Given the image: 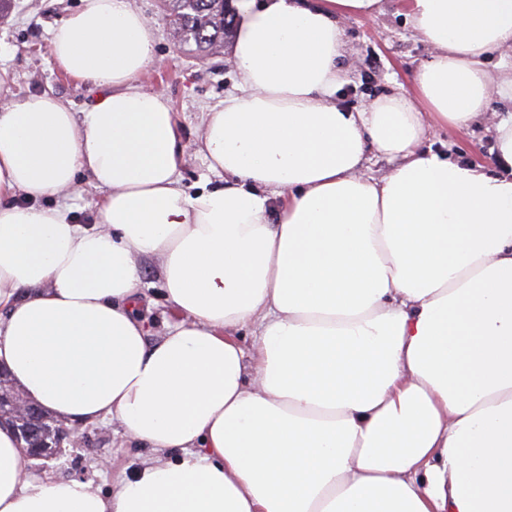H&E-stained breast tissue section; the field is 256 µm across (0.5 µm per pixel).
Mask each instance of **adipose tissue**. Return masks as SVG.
<instances>
[{
  "instance_id": "obj_1",
  "label": "adipose tissue",
  "mask_w": 512,
  "mask_h": 512,
  "mask_svg": "<svg viewBox=\"0 0 512 512\" xmlns=\"http://www.w3.org/2000/svg\"><path fill=\"white\" fill-rule=\"evenodd\" d=\"M380 3L234 0L239 92L193 146L140 85L156 35L130 0L50 32L96 90L81 111L0 67V364L58 420L154 451L104 494L32 475L0 428V512H512V113L491 164L419 148L512 99L487 69L512 0H408L433 57L353 112L339 20ZM192 147L223 185L182 188ZM86 182L90 226L65 203ZM147 259L182 315L155 339Z\"/></svg>"
}]
</instances>
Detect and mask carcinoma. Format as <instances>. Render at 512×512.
I'll list each match as a JSON object with an SVG mask.
<instances>
[{
    "label": "carcinoma",
    "instance_id": "carcinoma-1",
    "mask_svg": "<svg viewBox=\"0 0 512 512\" xmlns=\"http://www.w3.org/2000/svg\"><path fill=\"white\" fill-rule=\"evenodd\" d=\"M179 47L204 60L224 49L232 30L228 0H166Z\"/></svg>",
    "mask_w": 512,
    "mask_h": 512
}]
</instances>
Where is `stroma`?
Here are the masks:
<instances>
[{"instance_id": "35a3bbf8", "label": "stroma", "mask_w": 512, "mask_h": 512, "mask_svg": "<svg viewBox=\"0 0 512 512\" xmlns=\"http://www.w3.org/2000/svg\"><path fill=\"white\" fill-rule=\"evenodd\" d=\"M400 2L382 0L379 13L372 17L342 18L347 82L336 96L337 105L355 111L376 97L398 91L430 59V45L407 22ZM79 4L80 0H11L7 15L0 18V64L13 76L15 92L51 88L77 109L91 101L88 86L62 74L47 49L50 27ZM131 4L149 18L157 33L155 57L141 84L168 95L185 139L195 140L202 113L223 106L225 97L234 93V66L225 53L200 61L181 51L161 0H131ZM421 146L479 163L491 161L494 154V141L484 122L460 132L429 127ZM139 314L153 336L177 319L150 264L143 272ZM148 454V449L122 437L118 423L99 422L79 426L75 441L64 442L56 457L33 461L32 471L49 480L78 478L106 492L114 472L133 471Z\"/></svg>"}]
</instances>
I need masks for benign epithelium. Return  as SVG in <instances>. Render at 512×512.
Wrapping results in <instances>:
<instances>
[{
    "mask_svg": "<svg viewBox=\"0 0 512 512\" xmlns=\"http://www.w3.org/2000/svg\"><path fill=\"white\" fill-rule=\"evenodd\" d=\"M41 414L40 408L29 402L21 395H12L0 403V424L14 427L18 438L31 457L47 459L56 456L62 446V441L71 435L64 423H57L55 431L45 433L30 425Z\"/></svg>",
    "mask_w": 512,
    "mask_h": 512,
    "instance_id": "7a95c632",
    "label": "benign epithelium"
}]
</instances>
